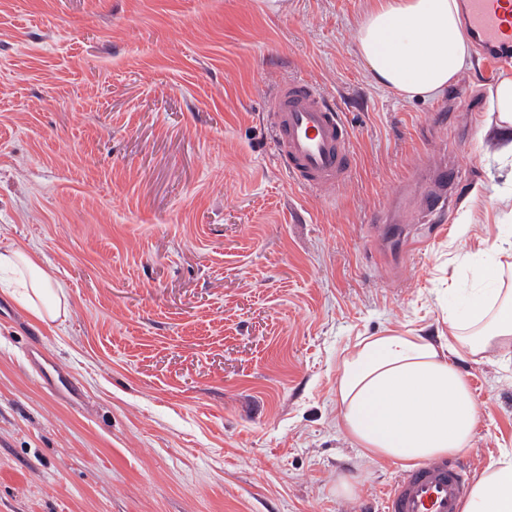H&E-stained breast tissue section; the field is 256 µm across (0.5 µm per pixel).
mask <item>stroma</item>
I'll use <instances>...</instances> for the list:
<instances>
[{
	"label": "stroma",
	"instance_id": "obj_1",
	"mask_svg": "<svg viewBox=\"0 0 512 512\" xmlns=\"http://www.w3.org/2000/svg\"><path fill=\"white\" fill-rule=\"evenodd\" d=\"M367 6L0 0V248L67 299L44 323L0 294V512H379L402 466L337 429V366L386 328L447 333L479 250L512 239V156L484 134L512 66L401 100L354 52ZM291 77L353 130L336 189L272 153ZM460 368L477 474L512 452V358Z\"/></svg>",
	"mask_w": 512,
	"mask_h": 512
}]
</instances>
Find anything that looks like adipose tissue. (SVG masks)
<instances>
[{"mask_svg": "<svg viewBox=\"0 0 512 512\" xmlns=\"http://www.w3.org/2000/svg\"><path fill=\"white\" fill-rule=\"evenodd\" d=\"M354 50L376 87L407 101L444 95L472 61L458 0H369ZM486 99L494 135L512 153V77L490 87ZM0 270L15 274L0 291L33 319L65 315L62 285L34 254L2 250ZM480 278L482 287L463 291L461 307L449 308L447 337L387 328L347 348L338 365L336 425L361 456L408 466L470 446L480 412L459 362L512 355V289L493 263ZM462 512H512L511 453L481 472Z\"/></svg>", "mask_w": 512, "mask_h": 512, "instance_id": "adipose-tissue-1", "label": "adipose tissue"}]
</instances>
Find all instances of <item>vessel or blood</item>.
<instances>
[{
    "label": "vessel or blood",
    "mask_w": 512,
    "mask_h": 512,
    "mask_svg": "<svg viewBox=\"0 0 512 512\" xmlns=\"http://www.w3.org/2000/svg\"><path fill=\"white\" fill-rule=\"evenodd\" d=\"M466 23L484 59L512 65V0H464ZM273 154L292 184L307 190L343 184L353 170L352 134L323 90L292 78L269 97ZM464 459L437 458L403 470L386 489L383 512H460L469 487Z\"/></svg>",
    "instance_id": "b4317fda"
}]
</instances>
